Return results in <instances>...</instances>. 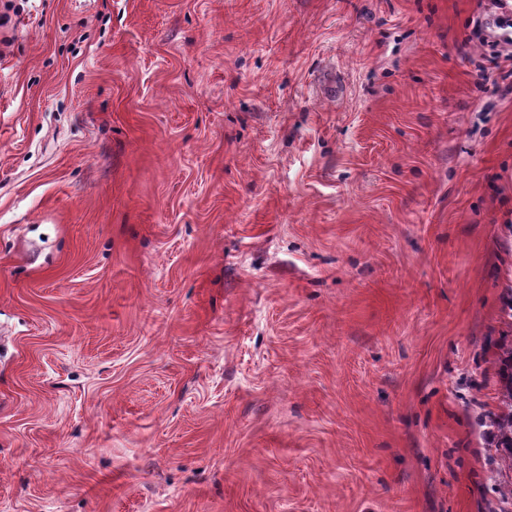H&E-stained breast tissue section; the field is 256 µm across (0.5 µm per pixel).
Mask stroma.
I'll return each instance as SVG.
<instances>
[{
	"instance_id": "35a3bbf8",
	"label": "stroma",
	"mask_w": 512,
	"mask_h": 512,
	"mask_svg": "<svg viewBox=\"0 0 512 512\" xmlns=\"http://www.w3.org/2000/svg\"><path fill=\"white\" fill-rule=\"evenodd\" d=\"M489 9L0 0V512H487Z\"/></svg>"
}]
</instances>
